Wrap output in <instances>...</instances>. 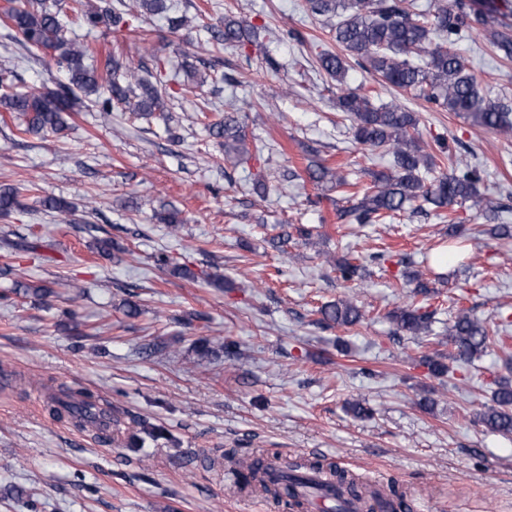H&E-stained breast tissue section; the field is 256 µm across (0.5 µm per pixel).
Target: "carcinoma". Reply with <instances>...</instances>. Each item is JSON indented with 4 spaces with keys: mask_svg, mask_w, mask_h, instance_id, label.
Here are the masks:
<instances>
[{
    "mask_svg": "<svg viewBox=\"0 0 512 512\" xmlns=\"http://www.w3.org/2000/svg\"><path fill=\"white\" fill-rule=\"evenodd\" d=\"M104 2L71 0L53 11L36 0H14L4 12L0 23L11 31V40L33 56L53 50L55 64L69 75V82L54 90L24 93L12 90L8 77L0 75V112L23 119L24 133L56 132L66 125V116L89 105L106 115L118 108L140 115L157 112L163 121L170 120L165 102L167 87L152 80L144 62L155 57L152 42L143 39V54L136 62L122 61L110 53L100 64L94 50L78 34L85 28L99 29L104 35L120 25L130 28L147 14L165 13V0H118L116 10L104 6ZM304 9L330 22L339 47L336 53L317 55L318 66L339 85L336 107L352 117L356 141L370 148H386L393 155L394 168L374 175L368 185L317 161L308 164L305 174L293 171L291 177L316 187L330 183L337 189L350 190L348 199L352 204L337 210V216L359 224H383L417 200L446 211L468 201L482 202V171L454 153L445 140L425 142L414 113L396 102L377 106L368 93L343 87L346 57L384 84L413 92L436 109L459 112L476 126L511 134L512 105L483 92L459 44L475 33H483L491 53L502 62H512V0H434L426 9L413 0H305ZM203 29L206 47H242L256 39L252 25L230 17ZM168 30L173 36L168 47L174 53H184L181 31L192 30L187 17L169 20ZM254 107L250 100L230 98L224 104L222 118L209 124L213 136L224 140V154L240 161L264 151V146L257 143L251 150L246 144L244 127ZM20 209L17 190L0 186V214ZM156 218L173 234L184 223L177 210L159 212ZM318 313L320 321L344 326L362 319L361 310L350 300L323 305ZM387 318L395 326V333L417 335L429 328L435 314L407 304L388 313ZM504 332V325H491L461 308L448 329L455 349L448 358L470 363L490 345L502 341ZM495 385L494 406L482 414L481 422L493 432L511 436L512 381L500 379ZM48 410L58 421L106 432V412L87 390H60L51 397ZM321 470L322 465L313 462L275 473L271 463L257 455L242 466L239 480L244 486L257 484L273 501L298 509L304 508L308 488L335 500L334 512H346L351 504L362 501L363 490L355 477L336 467L332 479L326 482L311 479ZM390 498L387 503L375 500L368 506L369 512L388 504L395 512H407L408 505L397 487L390 488Z\"/></svg>",
    "mask_w": 512,
    "mask_h": 512,
    "instance_id": "obj_1",
    "label": "carcinoma"
}]
</instances>
